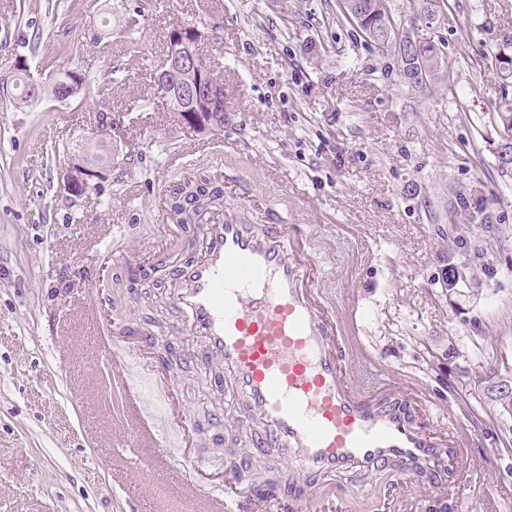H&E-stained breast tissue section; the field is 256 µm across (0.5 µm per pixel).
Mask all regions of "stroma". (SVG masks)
<instances>
[{"mask_svg":"<svg viewBox=\"0 0 512 512\" xmlns=\"http://www.w3.org/2000/svg\"><path fill=\"white\" fill-rule=\"evenodd\" d=\"M335 2L0 0V512H210L228 456L255 481L237 405L153 273L199 257L203 226L172 223L166 202L214 175L256 200L262 221L305 235L327 303L360 298L345 361L406 381L422 431L450 430L452 406L476 434L465 498L350 472L317 485L326 503L512 512V414L486 390L512 378V164L494 123L512 83L483 61L512 32V0H450L431 23L392 0L406 33L444 44L449 66L422 89ZM178 22L208 31L223 129L183 124L154 81ZM23 68L47 84L77 72L94 92L20 103ZM103 113L112 166L69 199L70 150L95 140ZM111 247L128 263L93 262ZM115 326L135 331L116 371L101 349ZM145 350L177 354L173 390L144 370ZM175 399L190 429L173 423ZM144 426L162 445L139 438Z\"/></svg>","mask_w":512,"mask_h":512,"instance_id":"stroma-1","label":"stroma"}]
</instances>
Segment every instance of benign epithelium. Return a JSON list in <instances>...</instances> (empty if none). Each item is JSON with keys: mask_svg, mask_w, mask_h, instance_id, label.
I'll return each mask as SVG.
<instances>
[{"mask_svg": "<svg viewBox=\"0 0 512 512\" xmlns=\"http://www.w3.org/2000/svg\"><path fill=\"white\" fill-rule=\"evenodd\" d=\"M205 38L204 30L193 24H177L171 31V49L155 73L158 89L173 104L175 110L184 106L188 116L201 133L218 125L216 116L224 111V92L216 83L213 70L201 55L199 44ZM103 174L93 170L72 156L64 189L70 193L78 187L89 189L98 185Z\"/></svg>", "mask_w": 512, "mask_h": 512, "instance_id": "benign-epithelium-1", "label": "benign epithelium"}]
</instances>
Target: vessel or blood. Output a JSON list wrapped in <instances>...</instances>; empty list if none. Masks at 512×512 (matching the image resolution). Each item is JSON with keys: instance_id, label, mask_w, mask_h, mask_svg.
Wrapping results in <instances>:
<instances>
[{"instance_id": "obj_1", "label": "vessel or blood", "mask_w": 512, "mask_h": 512, "mask_svg": "<svg viewBox=\"0 0 512 512\" xmlns=\"http://www.w3.org/2000/svg\"><path fill=\"white\" fill-rule=\"evenodd\" d=\"M252 207L226 186L223 211L204 218L203 256L166 265L164 278L189 331L232 381L253 454H282L296 512H317L305 488L340 472L422 474L434 488L449 474L463 495L470 434L453 431L441 444L414 427L417 408L405 389L380 399L357 393L336 312L315 300L318 270L305 242L290 225L250 223Z\"/></svg>"}]
</instances>
